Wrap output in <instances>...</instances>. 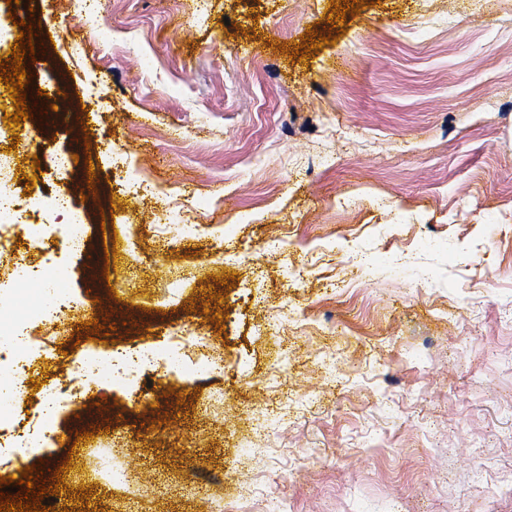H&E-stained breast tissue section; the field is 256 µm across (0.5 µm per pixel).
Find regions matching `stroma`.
<instances>
[{
  "instance_id": "1",
  "label": "stroma",
  "mask_w": 512,
  "mask_h": 512,
  "mask_svg": "<svg viewBox=\"0 0 512 512\" xmlns=\"http://www.w3.org/2000/svg\"><path fill=\"white\" fill-rule=\"evenodd\" d=\"M332 9L0 0V63L30 20L27 90L65 115L7 123L0 81L6 189L37 224L31 193L70 186L90 224L78 259L53 232L0 237L1 301L20 263L67 272L37 307L78 304L24 351L8 412L80 340L162 362L186 323L222 359L87 370L44 447L0 430V476L70 462L68 512H512V0ZM43 146L79 160L35 171Z\"/></svg>"
}]
</instances>
